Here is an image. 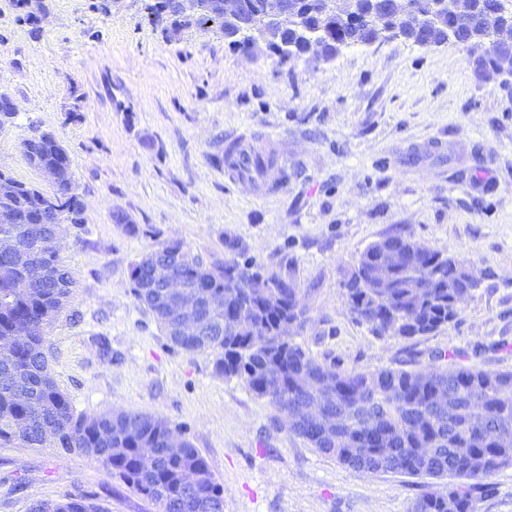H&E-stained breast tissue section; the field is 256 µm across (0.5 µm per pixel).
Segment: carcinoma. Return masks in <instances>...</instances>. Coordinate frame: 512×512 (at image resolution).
<instances>
[{
    "instance_id": "1",
    "label": "carcinoma",
    "mask_w": 512,
    "mask_h": 512,
    "mask_svg": "<svg viewBox=\"0 0 512 512\" xmlns=\"http://www.w3.org/2000/svg\"><path fill=\"white\" fill-rule=\"evenodd\" d=\"M310 11L307 30L322 40L325 51L337 43L374 36L358 20L322 11V0H298ZM490 0H463L459 39L470 52L490 35L484 7ZM210 24L219 31L229 26L219 14L209 19H178L170 30ZM280 66L309 54L307 34L293 29L265 32ZM28 164L53 167L71 181L66 150L52 132L42 133L25 154ZM12 223H0L1 234L43 232L54 222L84 224L83 205L73 198L57 213L44 211L43 191L14 180ZM398 246L405 262L393 263L390 288H363L360 274L384 256L382 247ZM169 263L189 283L202 282L224 294V312L237 324L206 336H174L164 322L159 289L148 287L146 270L153 260ZM473 264L423 244L413 245L402 235L371 244L347 280L349 307L357 320L379 336L412 338L454 322L467 270ZM39 278L19 263L0 272V338L18 323L44 326L60 313L59 297L70 292V280L56 254L46 264L45 281L31 288L26 278ZM135 297L145 304L168 340L191 353H208L214 370L243 380L256 396L288 412L289 432L342 465L368 473H400L412 477L446 479L441 489L417 498L410 512H474L482 484L497 472L512 468V372L468 368L455 362L433 370L386 369L373 373L346 372L310 356L282 326L308 322L300 289L278 275L265 276L255 263L233 259L207 264L179 241L160 244L134 261L129 271ZM45 337L37 334L0 349V445L37 448L50 429L58 446L101 463L137 493L155 503L159 512H206L210 503H224V487L214 478L205 458L183 442L178 453L166 448L174 428L163 418L106 411L83 415L57 386L44 353ZM323 399L331 412L342 416L339 438L323 436L309 424L302 406ZM201 475L195 497H185L182 475ZM33 512H105L89 498L40 502Z\"/></svg>"
}]
</instances>
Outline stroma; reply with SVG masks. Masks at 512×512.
<instances>
[{
	"instance_id": "1",
	"label": "stroma",
	"mask_w": 512,
	"mask_h": 512,
	"mask_svg": "<svg viewBox=\"0 0 512 512\" xmlns=\"http://www.w3.org/2000/svg\"><path fill=\"white\" fill-rule=\"evenodd\" d=\"M43 5L30 21L0 0V93L19 109L0 130V168L52 192L20 141L32 124L53 132L85 204L58 252L74 287L45 336L60 390L79 413L166 419L223 484L224 512H409L440 481L359 472L290 433L212 356L168 341L129 268L168 240L208 263L261 264L304 294L310 321L296 342L344 371L424 369L447 352L512 371V82L476 80L458 45L393 41L282 68L210 26L163 32L146 0ZM230 144L273 156L266 179H237ZM392 234L477 268L456 321L404 339L351 314V271ZM69 496L158 512L77 452L0 447V512ZM476 512H512V468L485 479Z\"/></svg>"
}]
</instances>
